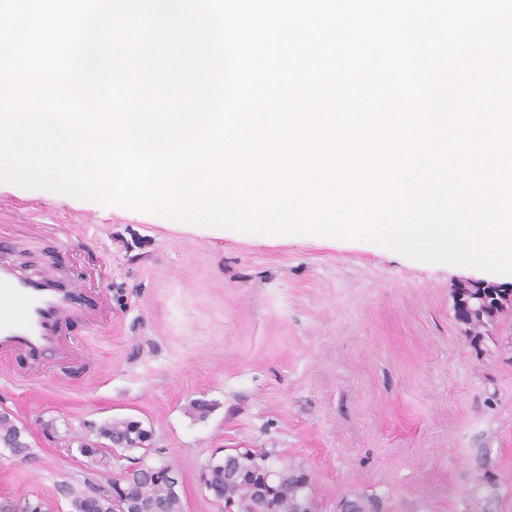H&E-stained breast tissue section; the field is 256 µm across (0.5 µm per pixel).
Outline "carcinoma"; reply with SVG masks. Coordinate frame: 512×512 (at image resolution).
Here are the masks:
<instances>
[{
	"mask_svg": "<svg viewBox=\"0 0 512 512\" xmlns=\"http://www.w3.org/2000/svg\"><path fill=\"white\" fill-rule=\"evenodd\" d=\"M469 302L476 306L471 322L465 324L472 340L482 339L483 330L502 314L512 309V290L509 288H477L460 283L453 291V306ZM97 435L101 441L83 443L81 453L87 456L103 454L114 446L133 448L147 445L149 431L140 422L131 419H116L100 426ZM0 446L23 453L29 448L24 430L18 427L6 412L0 413ZM272 467L278 494L264 505L257 497L254 481L248 476L224 477V464L208 465L207 475L214 492L232 499L243 507L244 512L265 508L269 512H318V503L310 484L302 481V472L278 461L268 452L261 453ZM130 496L139 502L143 512H181L179 496L166 485L152 477L140 475L129 484ZM72 512H112V503L86 493L72 499Z\"/></svg>",
	"mask_w": 512,
	"mask_h": 512,
	"instance_id": "carcinoma-1",
	"label": "carcinoma"
}]
</instances>
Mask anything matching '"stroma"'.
Masks as SVG:
<instances>
[{"mask_svg": "<svg viewBox=\"0 0 512 512\" xmlns=\"http://www.w3.org/2000/svg\"><path fill=\"white\" fill-rule=\"evenodd\" d=\"M41 206L49 222L11 223ZM0 184V247L87 275L109 319L73 325L80 355L21 380L0 359V412L28 449L0 446V500L72 512L140 461L173 468L182 512H221L206 466L250 448L308 473L321 512L373 496L379 512H512V315L471 344L452 291L489 272L358 240L260 238ZM206 412H198V402ZM140 421L150 449L87 457L94 427ZM488 473L491 486L473 478Z\"/></svg>", "mask_w": 512, "mask_h": 512, "instance_id": "35a3bbf8", "label": "stroma"}]
</instances>
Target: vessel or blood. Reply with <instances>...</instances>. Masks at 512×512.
Returning <instances> with one entry per match:
<instances>
[{
    "label": "vessel or blood",
    "instance_id": "1",
    "mask_svg": "<svg viewBox=\"0 0 512 512\" xmlns=\"http://www.w3.org/2000/svg\"><path fill=\"white\" fill-rule=\"evenodd\" d=\"M83 279L58 278L55 267L25 276L0 262V358L23 352L48 364L60 362L70 325L92 308Z\"/></svg>",
    "mask_w": 512,
    "mask_h": 512
}]
</instances>
